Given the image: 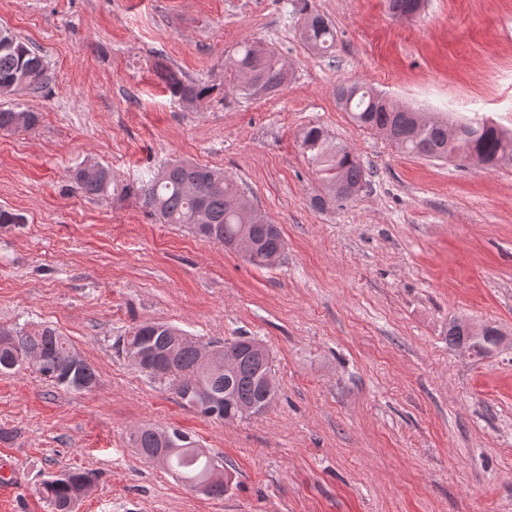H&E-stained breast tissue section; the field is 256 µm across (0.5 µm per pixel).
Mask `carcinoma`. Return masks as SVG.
<instances>
[{
	"mask_svg": "<svg viewBox=\"0 0 512 512\" xmlns=\"http://www.w3.org/2000/svg\"><path fill=\"white\" fill-rule=\"evenodd\" d=\"M294 14L299 16L301 40L318 53L334 47L336 31L332 23L315 11L309 0H292ZM228 88L245 97H262L278 91L288 78V70L277 52L256 42L242 43L229 62ZM55 80L43 55L6 29H0V99L8 98L23 87L33 97H42ZM162 80L171 95L181 101L192 102L207 96L210 87L188 81L174 71L162 73ZM339 105L351 114L361 127L373 130L398 145L404 152L434 159H463L478 157L488 169L501 161H512V130L486 120L453 124L442 117L425 118L422 131L415 135L404 116V109L383 94L362 82H349L336 88ZM40 121V113L0 106V131H30ZM302 146L312 154L316 163L322 192L311 199L312 206L327 210L347 196H336L332 187L342 182L349 190L362 191L367 183L359 158L346 146L336 145L332 151L324 149L321 128L311 126L303 132ZM96 172L89 174L86 164L69 173L78 192L86 197L112 196V167L96 164ZM126 196H134L147 213L161 224H186L199 237L229 246L240 234L249 233L258 243L247 261L256 267H267V258L284 251L285 240L278 225L269 222L261 211L247 212L235 205L240 188L234 179L207 165L187 160H172L150 173L140 187L126 185L121 189ZM251 336H237L224 341L220 351L235 358L232 369L224 364L206 370L198 364L196 342L189 340L173 344L163 323L146 322L118 337L117 346L122 353L128 348L146 344L158 353L170 355V367L193 389L204 386L212 395L208 401L187 405L203 416L216 421L234 423L260 415L273 402L266 396L262 376L269 363L250 348ZM37 349L41 363L36 372L57 386L76 390V380L84 384H97L93 366L83 362L74 366L70 358L71 344L49 327L26 329L0 324V374L25 364L27 352ZM130 439L137 448L172 447L167 469L182 482L209 478L216 464L213 459L193 447L185 433H169L170 443L158 439V430L150 426L138 428ZM95 474L85 471H67L43 483V494L54 512H74L76 503L92 482Z\"/></svg>",
	"mask_w": 512,
	"mask_h": 512,
	"instance_id": "obj_1",
	"label": "carcinoma"
}]
</instances>
